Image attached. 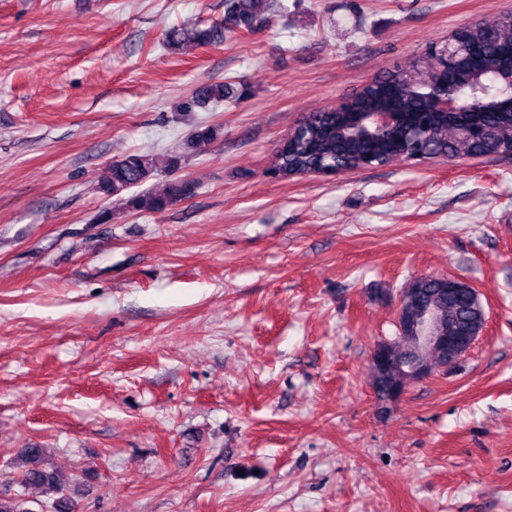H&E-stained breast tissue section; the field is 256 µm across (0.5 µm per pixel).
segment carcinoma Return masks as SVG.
I'll use <instances>...</instances> for the list:
<instances>
[{"label": "carcinoma", "instance_id": "1", "mask_svg": "<svg viewBox=\"0 0 512 512\" xmlns=\"http://www.w3.org/2000/svg\"><path fill=\"white\" fill-rule=\"evenodd\" d=\"M272 0H225L224 22L209 28L176 30L168 36L166 45L176 50L186 43L208 45L223 37V32H252L269 22ZM454 44L461 50L477 49L481 64L475 70L462 69L455 61L440 54L436 46L428 47L416 65L391 71L362 87L350 98L348 105L310 113L297 131L275 151L271 171L286 178L291 174L330 167L357 170L388 165L400 160H422L437 157L479 156L495 153L512 158V112L502 110L499 97L493 93V81L507 74L512 56V14L503 16L494 26L471 24L454 32ZM424 73L434 83L448 80L461 86L485 84L486 106L482 112L461 114H427V105L416 91L413 76ZM233 89L219 82L212 83L186 100L183 110L192 111L210 102H221ZM389 108L416 120L427 118V130L416 136L402 129L369 135L364 115ZM217 136L216 129L196 130L184 147L162 160L131 153L107 164L97 176L98 189L115 199L122 208L138 212L159 213L172 204L192 196L196 183L191 180L171 181L159 192H142L129 197L123 193L145 183L160 172H173L181 167L185 157L199 153ZM445 283L426 280L421 286L420 301L443 307L466 320L470 295L465 288H456L452 297L444 295ZM402 340L384 344V363L375 378L378 390L388 389L397 375L396 365L405 355ZM41 448H26L17 462L15 479L25 486L56 491L55 512H77V502L66 493L61 475L43 465Z\"/></svg>", "mask_w": 512, "mask_h": 512}]
</instances>
